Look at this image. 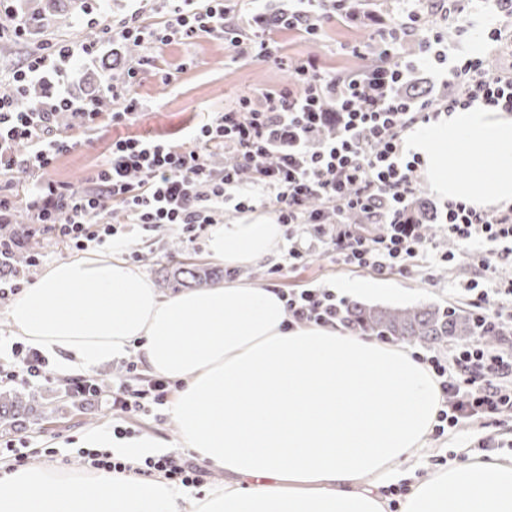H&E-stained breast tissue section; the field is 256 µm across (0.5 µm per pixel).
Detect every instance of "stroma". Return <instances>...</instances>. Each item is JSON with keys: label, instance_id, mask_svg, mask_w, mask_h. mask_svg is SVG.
Returning <instances> with one entry per match:
<instances>
[{"label": "stroma", "instance_id": "obj_1", "mask_svg": "<svg viewBox=\"0 0 512 512\" xmlns=\"http://www.w3.org/2000/svg\"><path fill=\"white\" fill-rule=\"evenodd\" d=\"M86 10H71L59 16L54 25L42 32H27L9 39L0 46V94L9 85L12 70L25 58L48 55L67 42H92L101 53H108L113 42L103 32L104 25L120 26L134 8L132 0H106L96 23H89L87 10L95 9V0H86ZM278 61L257 62L246 56H234L225 51L221 35H201L164 47L161 52H148L140 46L131 47L124 66L115 72V81L127 78L129 66H137V80L133 91L146 104V111L133 123L119 126L101 124L91 139L79 143L63 153L47 177L56 182L75 186L86 185L103 154L113 139L123 136L154 137L177 134L187 136L210 112H220L232 106L236 99L259 89L287 86L292 68L300 60L314 57L326 69L348 70L360 66V52L368 51L375 43L374 24L357 26L330 25L321 35L301 38L287 30H279ZM133 254L128 261L145 272L162 294L170 289L163 277L172 262L188 261L205 267L213 266L205 249V237L188 240L176 233L158 230L141 234L132 230ZM284 270L277 278H270L267 265L239 267L230 279L255 287L272 286L281 291L299 288H332L337 282L372 277L371 269L356 268L337 261L331 249L322 242H314L308 262L300 268H288L287 258H280ZM474 275L466 261H459L450 269L438 271L435 281H427L423 274L402 275L388 273L392 284L390 292L365 297L368 305L404 308L421 305L455 306L470 309V297L463 286ZM49 383L35 386L47 416L25 429L9 433L16 446L26 447L29 464L52 465L72 470L82 469L83 463L76 449L82 436L91 429H111L112 405L109 397L91 403L73 402L67 395L65 375L58 372L55 363L47 365ZM480 424L448 432L441 438H430L434 455L446 460L464 461L480 456L478 438ZM55 448V455H47V448Z\"/></svg>", "mask_w": 512, "mask_h": 512}]
</instances>
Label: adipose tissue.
I'll list each match as a JSON object with an SVG mask.
<instances>
[{
  "label": "adipose tissue",
  "instance_id": "ef3b65f1",
  "mask_svg": "<svg viewBox=\"0 0 512 512\" xmlns=\"http://www.w3.org/2000/svg\"><path fill=\"white\" fill-rule=\"evenodd\" d=\"M436 195L512 206V113L475 103L410 131ZM284 231L248 214L209 231L228 266L279 256ZM12 329L59 371L137 356L179 382L178 447L223 470L197 490L130 472L0 464V512H386L399 463L418 464L441 406L426 366L399 347L315 324L289 326L277 288L228 283L162 295L115 250L53 263L24 289ZM135 464L166 443L83 437ZM402 512H512V458L452 462L412 485Z\"/></svg>",
  "mask_w": 512,
  "mask_h": 512
}]
</instances>
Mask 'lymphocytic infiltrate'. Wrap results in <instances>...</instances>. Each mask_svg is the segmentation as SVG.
Wrapping results in <instances>:
<instances>
[{"label":"lymphocytic infiltrate","instance_id":"f902f5d3","mask_svg":"<svg viewBox=\"0 0 512 512\" xmlns=\"http://www.w3.org/2000/svg\"><path fill=\"white\" fill-rule=\"evenodd\" d=\"M324 2L288 0L289 27L315 36L329 18L355 20L349 0H335L332 16ZM479 21L489 41L512 48V0H448V22L458 36L451 43L430 23L424 0H410L381 30L370 67L330 75L310 58L294 67L291 85L264 90L256 98L240 97L203 123L188 143L152 137L113 140L85 187L56 183L42 173L73 146L58 131L59 116L70 114L75 127L89 132L103 118L98 108L72 99L61 85L26 107L17 95L47 71L64 76L63 62L91 54L92 48L68 43L30 59L11 75L15 95H0V172L22 163L33 174L21 195L32 223L0 236V297L16 293L11 254L35 234L77 251L114 243L134 226L145 231L165 227L193 239L222 223L226 210L242 213L270 202L278 223L290 230L292 269L309 256L296 235L300 228L331 245L343 264L380 275L432 268L436 256L448 265L467 257L479 274L469 284L475 319L480 327L505 330L506 347L493 349L476 339L443 353L419 354L442 392L434 432L440 436L475 419L490 426L500 416H512V314H503L499 303L512 297V278L500 275L512 267V207L478 209L448 202L442 229L450 247L442 249V242L420 234L411 213L421 160L404 149L405 131L440 113L477 102L512 112V73L491 71L486 56L464 51L461 44ZM214 32L222 33L232 50L243 44L224 0H172L164 25L147 23L138 8L123 22L119 36L155 50L176 38ZM425 65L444 70V82L452 89L446 100L401 94L411 74ZM20 143L28 148L22 162L14 153ZM220 153L232 155L234 165L215 168L211 158ZM116 206L126 223L106 222ZM353 212L363 215L362 223L349 222ZM285 299L292 323L347 324L348 300L335 289L301 288L288 291ZM11 353L16 364L9 370L0 367L1 383L46 380L47 360L37 349L15 344ZM170 386V380L127 362L110 387L118 418L113 436H131L129 420L164 406ZM134 470L184 487L201 485L204 476L198 464L176 454L146 457Z\"/></svg>","mask_w":512,"mask_h":512}]
</instances>
